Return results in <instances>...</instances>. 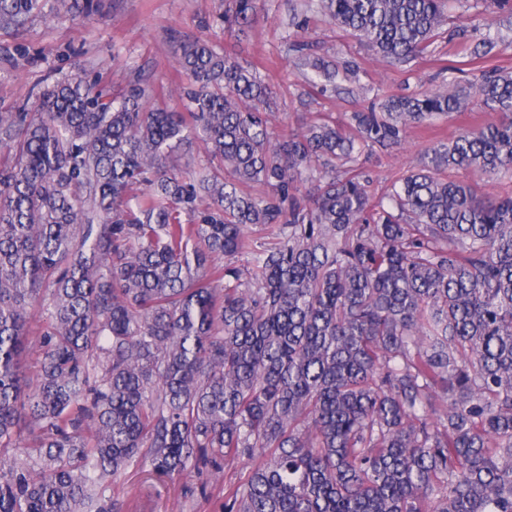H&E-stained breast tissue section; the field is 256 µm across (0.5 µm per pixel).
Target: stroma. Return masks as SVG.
Masks as SVG:
<instances>
[{
	"label": "stroma",
	"instance_id": "stroma-1",
	"mask_svg": "<svg viewBox=\"0 0 512 512\" xmlns=\"http://www.w3.org/2000/svg\"><path fill=\"white\" fill-rule=\"evenodd\" d=\"M109 11L85 18L60 9L31 17L23 28H0V112L35 104L64 77L82 76L115 92L135 72L168 91L170 109L181 111L176 96V58L189 37L209 41L243 63L258 67L277 102L276 125L298 131L330 116L347 124L351 113L425 90H472L481 76L497 70L512 74V6L501 0H448L441 34L428 51L407 63L384 61L367 44L336 27L327 16L305 11L303 0H259L248 27L224 24L229 0H111ZM499 39L488 55L476 49L487 36ZM309 42L337 68L358 73L337 76L328 89L309 83L292 64L291 44ZM496 112L469 99L461 110L407 128L398 146L367 147L356 161L338 167L357 176L373 199H381L420 154L451 140L460 130L496 121ZM204 472L170 480L150 467L131 468L118 479L123 512H223L217 496L201 497Z\"/></svg>",
	"mask_w": 512,
	"mask_h": 512
}]
</instances>
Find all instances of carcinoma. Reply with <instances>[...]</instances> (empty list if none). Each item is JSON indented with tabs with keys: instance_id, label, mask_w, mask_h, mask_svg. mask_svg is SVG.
Instances as JSON below:
<instances>
[{
	"instance_id": "obj_1",
	"label": "carcinoma",
	"mask_w": 512,
	"mask_h": 512,
	"mask_svg": "<svg viewBox=\"0 0 512 512\" xmlns=\"http://www.w3.org/2000/svg\"><path fill=\"white\" fill-rule=\"evenodd\" d=\"M44 2L0 0V24ZM317 2L398 63L444 22L445 0ZM255 8L233 0L224 22ZM179 70L183 112L146 108L139 78L118 94L64 78L0 112V455L24 456L0 469V512H120L131 467L174 479L241 458L224 512H512V194L439 177L512 170V74L474 89L499 122L427 150L386 206L336 162L465 93L297 133L272 124L257 68L196 39ZM191 138L207 167L187 180L173 153ZM250 224L276 242L243 269L215 262Z\"/></svg>"
}]
</instances>
